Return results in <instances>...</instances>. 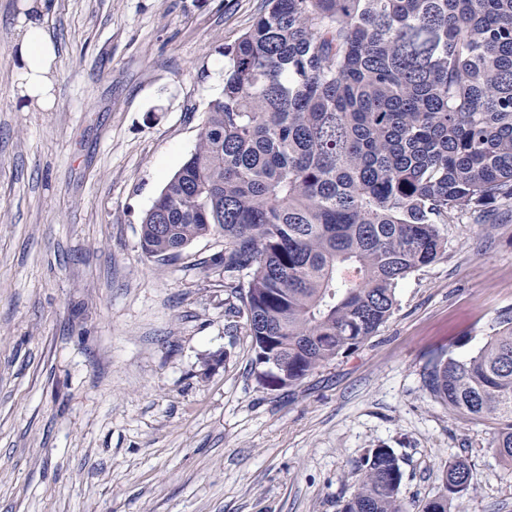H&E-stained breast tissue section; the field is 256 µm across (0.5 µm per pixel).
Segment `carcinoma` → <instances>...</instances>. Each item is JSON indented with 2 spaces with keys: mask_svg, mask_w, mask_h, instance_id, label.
Segmentation results:
<instances>
[{
  "mask_svg": "<svg viewBox=\"0 0 512 512\" xmlns=\"http://www.w3.org/2000/svg\"><path fill=\"white\" fill-rule=\"evenodd\" d=\"M264 2L139 245L166 265L222 239L204 269L241 303L272 391L373 336L399 282L442 252L439 225L512 215V0ZM423 376L512 465V317ZM402 479L393 449H371L338 512H408ZM469 488L456 458L437 500Z\"/></svg>",
  "mask_w": 512,
  "mask_h": 512,
  "instance_id": "1",
  "label": "carcinoma"
}]
</instances>
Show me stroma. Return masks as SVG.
Listing matches in <instances>:
<instances>
[{
	"mask_svg": "<svg viewBox=\"0 0 512 512\" xmlns=\"http://www.w3.org/2000/svg\"><path fill=\"white\" fill-rule=\"evenodd\" d=\"M50 4L40 108L15 79L25 2L0 0V512H337L379 446L406 503L463 456L474 491L451 512H512V467L423 381L512 315V218L442 225L441 258L399 283L374 336L263 389L243 318L203 273L220 243L159 265L139 241L264 0Z\"/></svg>",
	"mask_w": 512,
	"mask_h": 512,
	"instance_id": "35a3bbf8",
	"label": "stroma"
}]
</instances>
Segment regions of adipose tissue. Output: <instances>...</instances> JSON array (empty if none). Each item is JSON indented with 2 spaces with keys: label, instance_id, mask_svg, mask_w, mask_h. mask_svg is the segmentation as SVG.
<instances>
[{
  "label": "adipose tissue",
  "instance_id": "adipose-tissue-1",
  "mask_svg": "<svg viewBox=\"0 0 512 512\" xmlns=\"http://www.w3.org/2000/svg\"><path fill=\"white\" fill-rule=\"evenodd\" d=\"M46 11V0H38L23 18L17 42V87L21 96L42 107L53 100L51 73L57 58L55 44L45 30Z\"/></svg>",
  "mask_w": 512,
  "mask_h": 512
}]
</instances>
